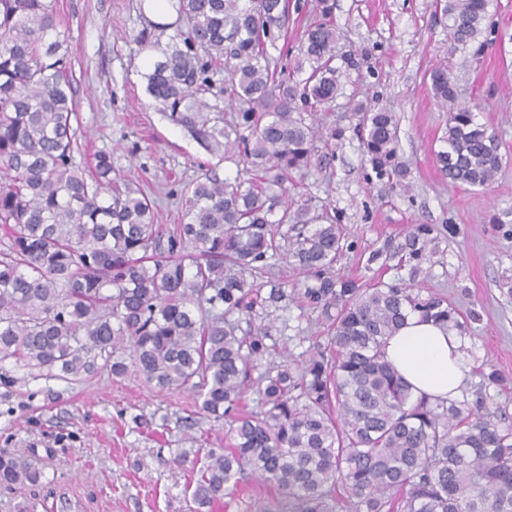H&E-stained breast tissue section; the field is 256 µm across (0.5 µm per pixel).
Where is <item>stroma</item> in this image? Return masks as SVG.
<instances>
[{"label": "stroma", "mask_w": 512, "mask_h": 512, "mask_svg": "<svg viewBox=\"0 0 512 512\" xmlns=\"http://www.w3.org/2000/svg\"><path fill=\"white\" fill-rule=\"evenodd\" d=\"M56 8L76 90L77 139L86 147L78 163L110 153L117 176L156 198L158 221L168 225L180 223L181 196L206 169L231 183L246 180L236 153H207L147 93L145 75L158 55L136 42L150 25L141 0H57ZM488 12L493 32L452 53L448 21L433 0H336L338 49L353 52L357 64L342 68L335 102L317 117L344 127L345 140L292 173L288 196L313 197L336 214L345 248L334 271L367 286L402 276L369 263L372 251L396 247L414 225H434L435 249L414 286L445 296L464 325L459 399L486 400L512 424V0H489ZM441 64L460 101L475 105L478 121L501 142L503 163L489 187L454 183L438 170L434 153L448 109L434 97L430 73ZM361 106L394 112L409 189L372 172L355 130ZM327 336L318 313L295 305L276 342L299 361L326 347ZM494 369L504 384L484 380ZM225 432L189 392L161 391L133 376L19 379L12 389L0 387V451H27L45 479L0 487V512L24 502L30 512H194L189 469L174 459L224 447Z\"/></svg>", "instance_id": "stroma-1"}]
</instances>
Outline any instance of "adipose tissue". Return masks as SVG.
<instances>
[{"label": "adipose tissue", "instance_id": "adipose-tissue-1", "mask_svg": "<svg viewBox=\"0 0 512 512\" xmlns=\"http://www.w3.org/2000/svg\"><path fill=\"white\" fill-rule=\"evenodd\" d=\"M461 347L455 331L413 314L387 338L384 355L414 394L446 399L458 393L465 377Z\"/></svg>", "mask_w": 512, "mask_h": 512}]
</instances>
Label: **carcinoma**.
Masks as SVG:
<instances>
[{
  "label": "carcinoma",
  "instance_id": "obj_1",
  "mask_svg": "<svg viewBox=\"0 0 512 512\" xmlns=\"http://www.w3.org/2000/svg\"><path fill=\"white\" fill-rule=\"evenodd\" d=\"M333 0H318L286 74L271 70L288 0H177L171 45L145 74L147 92L210 154L233 147L261 181L216 175L184 197L187 222L155 223V202L112 176L100 151L76 162L77 104L55 0H0V385L22 371L69 380L130 373L161 390L190 391L200 410L228 426L227 447L209 448L192 492L212 508L251 478L266 496L255 512H512V426L498 408L416 396L385 360L383 345L411 313L461 325L448 300L412 285L364 288L333 272L343 252L336 216L306 201L276 212L295 170L310 168L321 142L344 130L307 122L340 91ZM448 43L465 50L487 29V0H445ZM239 103L224 128L205 95ZM448 103V131L435 154L443 176L485 187L502 166L500 141L458 102L447 70L430 73ZM372 171L409 189L397 160L394 113L358 120ZM289 232H281L282 226ZM433 228L405 235L399 267L414 279L433 251ZM288 258L303 287L274 280ZM297 303L328 322V351L302 364L271 360L273 324ZM258 410L240 409L250 389ZM45 479L21 451H0V485Z\"/></svg>",
  "mask_w": 512,
  "mask_h": 512
}]
</instances>
